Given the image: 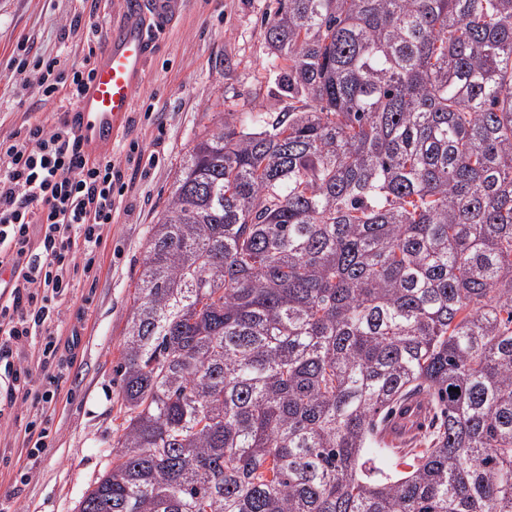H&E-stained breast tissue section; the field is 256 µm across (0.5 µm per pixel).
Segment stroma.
<instances>
[{
	"label": "stroma",
	"instance_id": "obj_1",
	"mask_svg": "<svg viewBox=\"0 0 512 512\" xmlns=\"http://www.w3.org/2000/svg\"><path fill=\"white\" fill-rule=\"evenodd\" d=\"M275 6L181 0L158 35L131 118L105 145L131 179L120 213L104 235L96 277L76 276L59 302L57 333L76 332L81 341L55 380V407L44 409L37 382L0 408V512H74L111 460L121 422L115 369L151 225L198 136L251 109L288 108L267 68L264 22ZM123 18L122 0H0V139L26 132L31 114L48 126L72 119L67 104L44 99L8 67L19 43L57 59L67 74L90 49L103 48Z\"/></svg>",
	"mask_w": 512,
	"mask_h": 512
}]
</instances>
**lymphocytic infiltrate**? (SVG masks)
<instances>
[{"label": "lymphocytic infiltrate", "instance_id": "obj_1", "mask_svg": "<svg viewBox=\"0 0 512 512\" xmlns=\"http://www.w3.org/2000/svg\"><path fill=\"white\" fill-rule=\"evenodd\" d=\"M11 64L18 74H36L48 99H77L92 73L87 61L63 79L54 62L23 44ZM122 184L111 153L85 155L73 124L37 123L27 136L0 140V266L11 272L8 291H0V367L9 392L35 381L31 368L14 366L13 345L37 331L47 338L44 357L55 358L56 299L75 273L92 271Z\"/></svg>", "mask_w": 512, "mask_h": 512}]
</instances>
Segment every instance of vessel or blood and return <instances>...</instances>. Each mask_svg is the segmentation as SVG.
<instances>
[{"label": "vessel or blood", "instance_id": "1", "mask_svg": "<svg viewBox=\"0 0 512 512\" xmlns=\"http://www.w3.org/2000/svg\"><path fill=\"white\" fill-rule=\"evenodd\" d=\"M179 0H123L126 17L112 27L104 50L93 59V74L72 112L87 149L111 141L134 105V95L146 76V65L155 51L149 26H165ZM426 406L419 401L404 405L391 418L387 434L401 442L423 425Z\"/></svg>", "mask_w": 512, "mask_h": 512}]
</instances>
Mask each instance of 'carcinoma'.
<instances>
[{
	"mask_svg": "<svg viewBox=\"0 0 512 512\" xmlns=\"http://www.w3.org/2000/svg\"><path fill=\"white\" fill-rule=\"evenodd\" d=\"M278 2L288 111L181 167L75 512H512V0ZM425 416L426 405L423 402L413 401L404 405L388 424V438L395 443L406 441L424 424Z\"/></svg>",
	"mask_w": 512,
	"mask_h": 512,
	"instance_id": "carcinoma-1",
	"label": "carcinoma"
}]
</instances>
